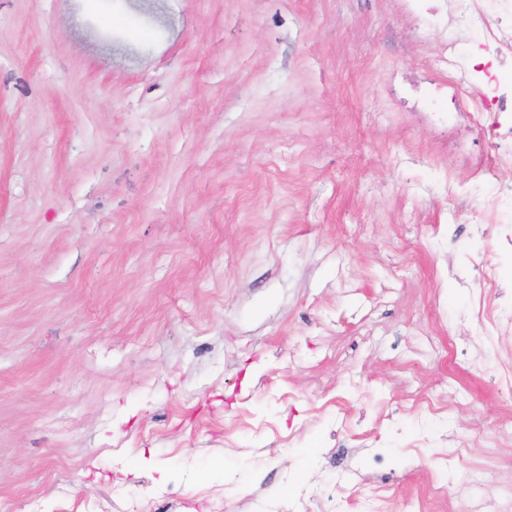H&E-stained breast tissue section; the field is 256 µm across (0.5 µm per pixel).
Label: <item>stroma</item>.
<instances>
[{
	"label": "stroma",
	"instance_id": "1",
	"mask_svg": "<svg viewBox=\"0 0 512 512\" xmlns=\"http://www.w3.org/2000/svg\"><path fill=\"white\" fill-rule=\"evenodd\" d=\"M414 28L397 0H0V512L512 487V334L476 319L512 300V257L478 272L512 169L387 96L447 38Z\"/></svg>",
	"mask_w": 512,
	"mask_h": 512
}]
</instances>
